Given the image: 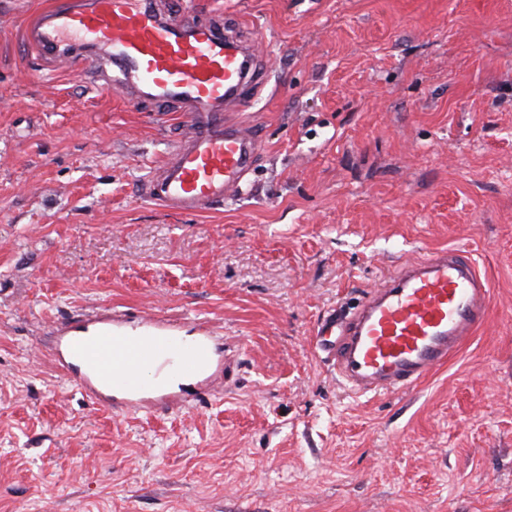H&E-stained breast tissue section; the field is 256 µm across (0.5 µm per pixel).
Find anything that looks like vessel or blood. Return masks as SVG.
Segmentation results:
<instances>
[{"label": "vessel or blood", "mask_w": 512, "mask_h": 512, "mask_svg": "<svg viewBox=\"0 0 512 512\" xmlns=\"http://www.w3.org/2000/svg\"><path fill=\"white\" fill-rule=\"evenodd\" d=\"M198 13L196 0L179 11L162 0H52L23 30L38 57L177 114L180 132L141 191L180 214L239 193L259 148L255 128L232 118L258 83L256 54L225 35L219 15L201 22ZM490 301L473 260L439 250L397 265L348 311L324 314L314 344L351 393H404L476 334ZM51 343L64 378L122 416L177 412L223 388L224 351L205 319L187 334L161 314L99 306L57 323Z\"/></svg>", "instance_id": "b4317fda"}]
</instances>
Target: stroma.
<instances>
[{"label":"stroma","mask_w":512,"mask_h":512,"mask_svg":"<svg viewBox=\"0 0 512 512\" xmlns=\"http://www.w3.org/2000/svg\"><path fill=\"white\" fill-rule=\"evenodd\" d=\"M263 63L243 191L146 200L171 116L37 58L0 0V512H512V0H204ZM457 248L491 314L407 395L354 396L313 331ZM207 317L224 391L126 418L63 379L58 320Z\"/></svg>","instance_id":"obj_1"}]
</instances>
